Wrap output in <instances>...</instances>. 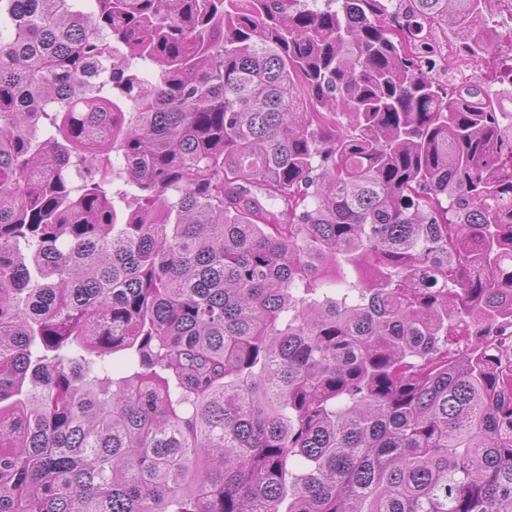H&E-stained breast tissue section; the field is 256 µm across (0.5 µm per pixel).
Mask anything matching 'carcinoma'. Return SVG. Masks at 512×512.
<instances>
[{"instance_id":"obj_1","label":"carcinoma","mask_w":512,"mask_h":512,"mask_svg":"<svg viewBox=\"0 0 512 512\" xmlns=\"http://www.w3.org/2000/svg\"><path fill=\"white\" fill-rule=\"evenodd\" d=\"M82 2L0 0V512H512L492 0ZM425 32L428 33L427 37L429 42L435 46L442 57L448 58V62H450L454 70L460 75L462 74L461 71L463 68L468 70L466 71V74H471L470 77L484 75L485 73L488 74L490 72L491 67L484 62L464 59L459 57L457 54H452L451 50L454 48L453 44H456L458 39L444 24L440 25L436 23L429 28L426 26Z\"/></svg>"}]
</instances>
